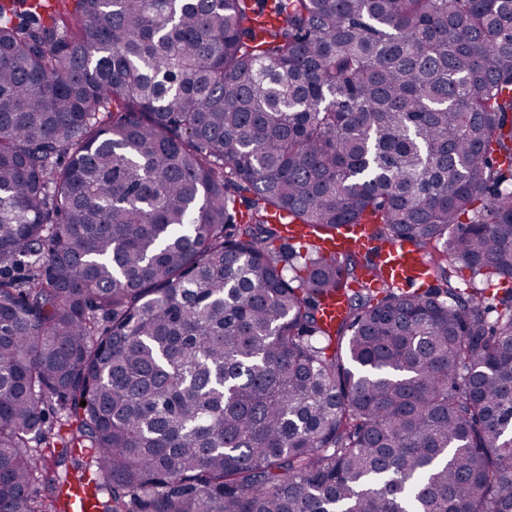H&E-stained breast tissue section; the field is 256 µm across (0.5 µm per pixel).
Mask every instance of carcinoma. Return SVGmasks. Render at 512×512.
Returning <instances> with one entry per match:
<instances>
[{
	"label": "carcinoma",
	"instance_id": "cac0c4a2",
	"mask_svg": "<svg viewBox=\"0 0 512 512\" xmlns=\"http://www.w3.org/2000/svg\"><path fill=\"white\" fill-rule=\"evenodd\" d=\"M46 5L0 0V512H61L34 440L100 512H512V290L448 272L512 279V0ZM374 224L364 222L345 228L336 238L319 240L315 238L313 246H319L329 253L361 252L374 247ZM366 278L374 287L392 283L408 288L419 281H426L429 274L411 244L396 241L382 248Z\"/></svg>",
	"mask_w": 512,
	"mask_h": 512
}]
</instances>
